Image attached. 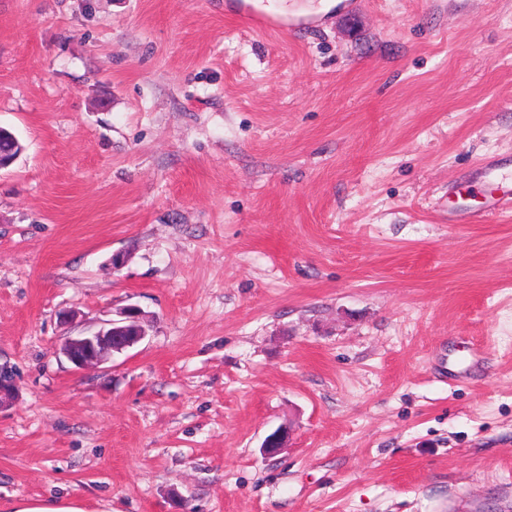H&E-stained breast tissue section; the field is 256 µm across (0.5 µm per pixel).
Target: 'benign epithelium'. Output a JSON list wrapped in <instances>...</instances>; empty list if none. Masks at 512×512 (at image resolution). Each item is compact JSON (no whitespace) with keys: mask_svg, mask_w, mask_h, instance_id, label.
<instances>
[{"mask_svg":"<svg viewBox=\"0 0 512 512\" xmlns=\"http://www.w3.org/2000/svg\"><path fill=\"white\" fill-rule=\"evenodd\" d=\"M142 312L136 305H129L118 320H108L92 332L68 337L59 348L78 370L98 367L140 343L145 330L140 325Z\"/></svg>","mask_w":512,"mask_h":512,"instance_id":"1","label":"benign epithelium"}]
</instances>
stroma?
Segmentation results:
<instances>
[{"mask_svg":"<svg viewBox=\"0 0 512 512\" xmlns=\"http://www.w3.org/2000/svg\"><path fill=\"white\" fill-rule=\"evenodd\" d=\"M267 4L0 0L1 504L512 512V0ZM236 19L245 27L263 32L288 31L294 25V21L288 19V15L272 11L258 9L252 0H237ZM121 319L107 320L103 325L82 336L68 337L59 348L77 370H85L109 361L115 354L133 348L145 337L140 325L142 312L129 305L120 312Z\"/></svg>","mask_w":512,"mask_h":512,"instance_id":"obj_1","label":"stroma"}]
</instances>
